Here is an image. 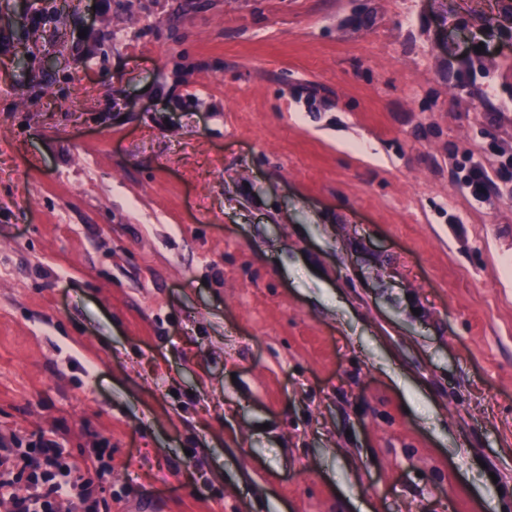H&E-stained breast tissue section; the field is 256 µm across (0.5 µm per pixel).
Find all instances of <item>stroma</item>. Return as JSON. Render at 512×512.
Returning a JSON list of instances; mask_svg holds the SVG:
<instances>
[{"mask_svg":"<svg viewBox=\"0 0 512 512\" xmlns=\"http://www.w3.org/2000/svg\"><path fill=\"white\" fill-rule=\"evenodd\" d=\"M504 8L0 0V443L112 512H512Z\"/></svg>","mask_w":512,"mask_h":512,"instance_id":"stroma-1","label":"stroma"}]
</instances>
